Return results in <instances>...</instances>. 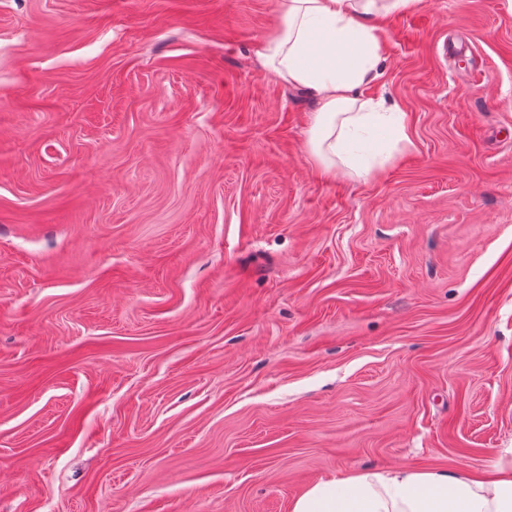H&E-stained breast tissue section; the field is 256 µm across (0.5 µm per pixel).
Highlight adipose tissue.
Here are the masks:
<instances>
[{
  "instance_id": "1",
  "label": "adipose tissue",
  "mask_w": 512,
  "mask_h": 512,
  "mask_svg": "<svg viewBox=\"0 0 512 512\" xmlns=\"http://www.w3.org/2000/svg\"><path fill=\"white\" fill-rule=\"evenodd\" d=\"M417 0H277L274 27L259 44L265 71L313 99L308 143L325 176L370 177L369 136L392 130L408 141L407 115L368 88L384 53L382 19ZM290 512H512V448L493 452L480 473L413 463L364 468L312 483Z\"/></svg>"
}]
</instances>
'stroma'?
<instances>
[{
	"label": "stroma",
	"mask_w": 512,
	"mask_h": 512,
	"mask_svg": "<svg viewBox=\"0 0 512 512\" xmlns=\"http://www.w3.org/2000/svg\"><path fill=\"white\" fill-rule=\"evenodd\" d=\"M276 0H0V512H289L512 447V0L384 22L321 177Z\"/></svg>",
	"instance_id": "obj_1"
}]
</instances>
